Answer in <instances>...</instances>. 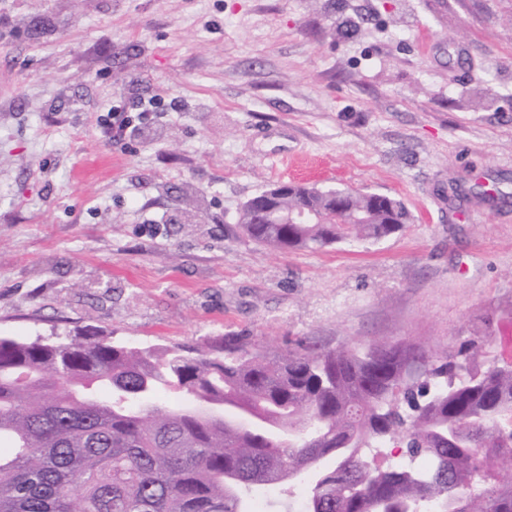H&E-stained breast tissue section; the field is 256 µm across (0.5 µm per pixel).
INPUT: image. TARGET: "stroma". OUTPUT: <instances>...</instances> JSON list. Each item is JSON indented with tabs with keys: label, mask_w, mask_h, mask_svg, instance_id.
<instances>
[{
	"label": "stroma",
	"mask_w": 512,
	"mask_h": 512,
	"mask_svg": "<svg viewBox=\"0 0 512 512\" xmlns=\"http://www.w3.org/2000/svg\"><path fill=\"white\" fill-rule=\"evenodd\" d=\"M276 182L413 220L273 250ZM510 305L512 0H0V337L455 350Z\"/></svg>",
	"instance_id": "obj_1"
}]
</instances>
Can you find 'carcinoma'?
I'll return each mask as SVG.
<instances>
[{"mask_svg": "<svg viewBox=\"0 0 512 512\" xmlns=\"http://www.w3.org/2000/svg\"><path fill=\"white\" fill-rule=\"evenodd\" d=\"M289 184L238 223L276 250L388 237L396 198ZM313 211L320 224H276ZM421 355L407 341L269 353L234 340L158 350L90 333L0 337V512H251L252 490L301 485L289 512H512V364L487 337ZM174 388L183 403L158 401ZM234 483L224 487L225 477Z\"/></svg>", "mask_w": 512, "mask_h": 512, "instance_id": "cac0c4a2", "label": "carcinoma"}]
</instances>
